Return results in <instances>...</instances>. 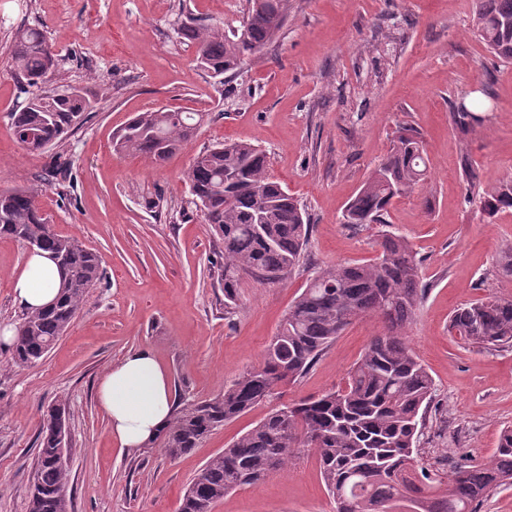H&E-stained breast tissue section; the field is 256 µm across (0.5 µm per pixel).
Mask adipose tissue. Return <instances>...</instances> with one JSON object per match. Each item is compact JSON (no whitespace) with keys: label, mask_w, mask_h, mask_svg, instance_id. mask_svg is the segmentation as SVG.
Returning <instances> with one entry per match:
<instances>
[{"label":"adipose tissue","mask_w":512,"mask_h":512,"mask_svg":"<svg viewBox=\"0 0 512 512\" xmlns=\"http://www.w3.org/2000/svg\"><path fill=\"white\" fill-rule=\"evenodd\" d=\"M12 284L17 303L32 312L56 299L60 275L48 253L36 250L29 253ZM96 396L113 440L126 451L142 448L155 439L173 412L168 375L147 349L130 353L103 374Z\"/></svg>","instance_id":"ef3b65f1"}]
</instances>
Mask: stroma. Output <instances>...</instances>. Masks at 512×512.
<instances>
[{
    "label": "stroma",
    "instance_id": "1",
    "mask_svg": "<svg viewBox=\"0 0 512 512\" xmlns=\"http://www.w3.org/2000/svg\"><path fill=\"white\" fill-rule=\"evenodd\" d=\"M248 7L247 0H0V190L35 188L55 231L79 238L102 271L41 363L16 368L0 350V512H28L37 436L58 403L70 429L72 512H178L196 472L270 404L180 458L156 445L129 453L112 441L96 401L101 375L147 349L174 393L222 392L261 362L312 273L375 259L387 227L406 236L426 285L406 333L436 385L419 466L448 478L464 460L490 454L512 425V349L477 348L449 330L461 305L512 297V281L495 268L498 253L512 245V210L486 220L460 166L466 155L482 183L512 178V62L494 57L475 35L473 0H289L284 27L259 58L218 81L197 67L179 24L191 16L231 31ZM34 25L65 58L59 84L96 96L85 123L42 154L21 148L10 119L25 96L6 48L17 29ZM464 97L488 109L469 133L451 119ZM163 107L208 119L161 164L114 152L116 132L136 113ZM403 126L424 140L427 182L394 202L386 225L344 224L348 202ZM224 140L265 150L270 174L312 226L306 265L282 285L245 281L231 316L219 250L184 177L195 155ZM57 159L70 174L67 199L51 186ZM426 196L429 211L421 206ZM27 255L20 242L0 240V325L22 316L12 278ZM380 330L369 318L348 326L306 375L280 386L282 401L344 385ZM215 512H333V504L315 459L304 456L238 488Z\"/></svg>",
    "mask_w": 512,
    "mask_h": 512
}]
</instances>
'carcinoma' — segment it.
Masks as SVG:
<instances>
[{"instance_id":"1","label":"carcinoma","mask_w":512,"mask_h":512,"mask_svg":"<svg viewBox=\"0 0 512 512\" xmlns=\"http://www.w3.org/2000/svg\"><path fill=\"white\" fill-rule=\"evenodd\" d=\"M240 32L187 19L180 34L196 47V61L224 82L254 59L288 16V0H250ZM474 26L495 57L512 61V0H474ZM12 73L25 81L24 104L11 113L17 141L39 154L79 127L96 103L85 88L43 86L60 73L62 59L44 32L25 28L7 48ZM452 119L464 132L483 122L460 104ZM203 122L200 112L136 114L116 136L114 150L159 164L188 142ZM421 134L401 129L386 157L350 202L345 223L384 224L394 201L427 178ZM192 194L209 203L212 234L224 260V308L237 307L244 279L284 283L305 260L311 224L298 201L269 173L266 153L247 141H224L198 153L185 172ZM25 187L0 191V238L46 251L59 265L60 292L49 307L26 312L17 326L10 364L40 363L72 324L86 294L101 277L100 260L79 239L57 233ZM488 218L512 210V179L487 185L480 194ZM382 253L369 263L336 264L314 272L284 314L263 362L224 391L185 400L157 436L171 458L185 455L225 422L273 397L279 384L305 375L351 322L374 318L382 325L348 373L343 387L297 403L281 404L224 450L213 455L185 490L179 512H214L232 491L262 480L275 469L312 452L335 512H477L497 490L512 486V426L497 448L463 462L448 481L418 476L417 442L435 383L405 339L425 285L421 262L406 238L382 235ZM499 275L512 278V246L496 259ZM450 330L467 344L512 348V299L486 297L458 309ZM61 404L44 414L37 437V464L30 481L29 512H72L67 496L70 466L57 458L67 450Z\"/></svg>"}]
</instances>
